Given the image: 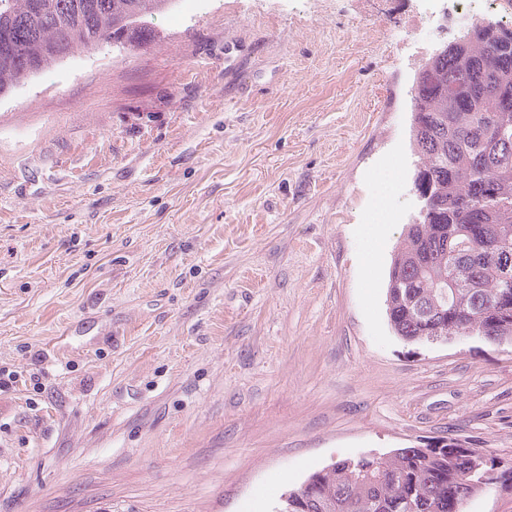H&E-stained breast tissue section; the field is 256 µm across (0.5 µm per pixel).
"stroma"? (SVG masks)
<instances>
[{
	"label": "stroma",
	"instance_id": "obj_1",
	"mask_svg": "<svg viewBox=\"0 0 512 512\" xmlns=\"http://www.w3.org/2000/svg\"><path fill=\"white\" fill-rule=\"evenodd\" d=\"M413 6L179 0L0 98V512H276L446 438L512 465V344L387 317ZM396 188L394 182L388 186L387 193H379L375 202L368 208L364 222L367 224H394L396 214L386 204L387 196Z\"/></svg>",
	"mask_w": 512,
	"mask_h": 512
}]
</instances>
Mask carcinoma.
Returning <instances> with one entry per match:
<instances>
[{
	"instance_id": "cac0c4a2",
	"label": "carcinoma",
	"mask_w": 512,
	"mask_h": 512,
	"mask_svg": "<svg viewBox=\"0 0 512 512\" xmlns=\"http://www.w3.org/2000/svg\"><path fill=\"white\" fill-rule=\"evenodd\" d=\"M176 3L0 0V96L79 49L141 43ZM411 100L422 207L392 258L390 324L409 342H512V29L479 23L432 54ZM483 472L456 442L397 448L313 473L280 512H464Z\"/></svg>"
}]
</instances>
